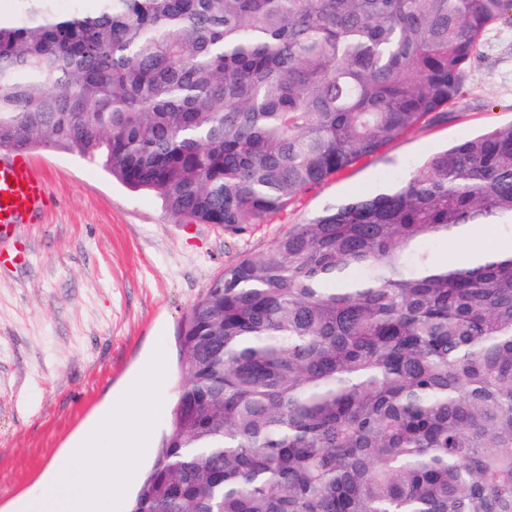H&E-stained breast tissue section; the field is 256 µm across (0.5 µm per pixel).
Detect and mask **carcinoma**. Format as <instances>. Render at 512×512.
Returning a JSON list of instances; mask_svg holds the SVG:
<instances>
[{
    "label": "carcinoma",
    "mask_w": 512,
    "mask_h": 512,
    "mask_svg": "<svg viewBox=\"0 0 512 512\" xmlns=\"http://www.w3.org/2000/svg\"><path fill=\"white\" fill-rule=\"evenodd\" d=\"M0 150L97 161L187 224H260L459 97L512 0H15ZM512 123L338 201L185 313L128 512H512Z\"/></svg>",
    "instance_id": "cac0c4a2"
}]
</instances>
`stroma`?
Segmentation results:
<instances>
[{
	"mask_svg": "<svg viewBox=\"0 0 512 512\" xmlns=\"http://www.w3.org/2000/svg\"><path fill=\"white\" fill-rule=\"evenodd\" d=\"M510 123L512 12L486 35L458 98L261 224H184L96 162L31 150L47 207L0 244L27 257L0 264V512H17L50 462L158 349L165 375L150 438L160 445L181 380L182 317L225 266L267 251L328 203L378 191L446 143Z\"/></svg>",
	"mask_w": 512,
	"mask_h": 512,
	"instance_id": "1",
	"label": "stroma"
}]
</instances>
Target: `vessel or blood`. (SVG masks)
<instances>
[{
    "mask_svg": "<svg viewBox=\"0 0 512 512\" xmlns=\"http://www.w3.org/2000/svg\"><path fill=\"white\" fill-rule=\"evenodd\" d=\"M46 198V179L34 161L17 151L0 157V240L37 221Z\"/></svg>",
    "mask_w": 512,
    "mask_h": 512,
    "instance_id": "1",
    "label": "vessel or blood"
}]
</instances>
